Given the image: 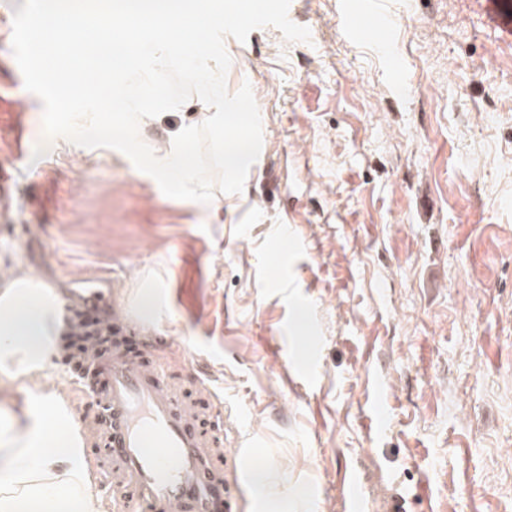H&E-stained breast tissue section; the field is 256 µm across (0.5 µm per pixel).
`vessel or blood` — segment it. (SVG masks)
Instances as JSON below:
<instances>
[{
  "mask_svg": "<svg viewBox=\"0 0 512 512\" xmlns=\"http://www.w3.org/2000/svg\"><path fill=\"white\" fill-rule=\"evenodd\" d=\"M359 37L389 32L390 17L376 0H345ZM168 343L135 331L130 317L112 318V344L94 342L95 382L87 386L96 433L92 455L112 512H240L236 458L221 429L199 425L194 405L178 404L163 381L160 356Z\"/></svg>",
  "mask_w": 512,
  "mask_h": 512,
  "instance_id": "1",
  "label": "vessel or blood"
}]
</instances>
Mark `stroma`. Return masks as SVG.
<instances>
[{"label": "stroma", "instance_id": "obj_1", "mask_svg": "<svg viewBox=\"0 0 512 512\" xmlns=\"http://www.w3.org/2000/svg\"><path fill=\"white\" fill-rule=\"evenodd\" d=\"M23 3L0 0V268L70 301L98 288L169 337L165 379L223 420L245 512H264L260 462L282 512H512V35L493 5L384 0V46L346 31L343 0H291L310 42L226 37V88L250 84L263 143L243 192L203 205L115 149L42 151L11 46ZM210 112L191 98L140 139L168 148ZM52 390L84 424L57 359L39 385L0 383V420Z\"/></svg>", "mask_w": 512, "mask_h": 512}]
</instances>
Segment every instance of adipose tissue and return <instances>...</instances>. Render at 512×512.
<instances>
[{"mask_svg":"<svg viewBox=\"0 0 512 512\" xmlns=\"http://www.w3.org/2000/svg\"><path fill=\"white\" fill-rule=\"evenodd\" d=\"M66 315L61 295L32 271L1 273L0 375L19 384L44 376ZM84 451V434L58 393L0 422V512H103Z\"/></svg>","mask_w":512,"mask_h":512,"instance_id":"ef3b65f1","label":"adipose tissue"}]
</instances>
